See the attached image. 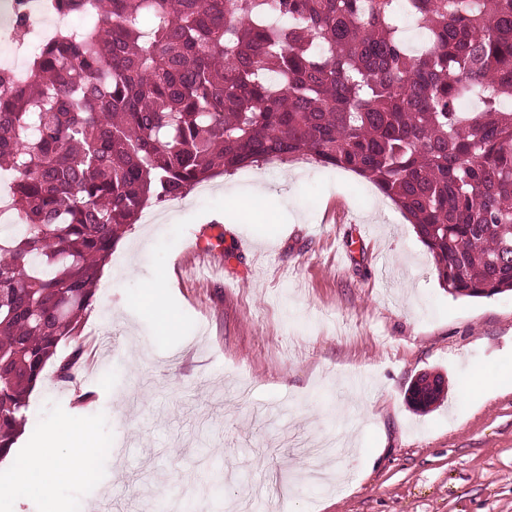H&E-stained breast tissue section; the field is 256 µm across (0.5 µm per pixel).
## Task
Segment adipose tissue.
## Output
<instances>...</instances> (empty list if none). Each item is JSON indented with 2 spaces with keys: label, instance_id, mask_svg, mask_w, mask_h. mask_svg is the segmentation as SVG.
I'll list each match as a JSON object with an SVG mask.
<instances>
[{
  "label": "adipose tissue",
  "instance_id": "obj_1",
  "mask_svg": "<svg viewBox=\"0 0 512 512\" xmlns=\"http://www.w3.org/2000/svg\"><path fill=\"white\" fill-rule=\"evenodd\" d=\"M54 439L46 448L18 454L9 449L6 459L21 462L22 478H37L47 484L58 479L80 482L89 477L87 459L94 440L91 429L74 430L65 425H55L51 431Z\"/></svg>",
  "mask_w": 512,
  "mask_h": 512
}]
</instances>
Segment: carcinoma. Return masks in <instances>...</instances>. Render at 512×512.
I'll return each mask as SVG.
<instances>
[{"instance_id": "obj_1", "label": "carcinoma", "mask_w": 512, "mask_h": 512, "mask_svg": "<svg viewBox=\"0 0 512 512\" xmlns=\"http://www.w3.org/2000/svg\"><path fill=\"white\" fill-rule=\"evenodd\" d=\"M79 14L0 70V453L125 228L226 172L307 157L372 182L454 297L512 291V0H41ZM424 30L413 52L405 21ZM61 344L71 351L58 355ZM442 377L412 383L424 410Z\"/></svg>"}]
</instances>
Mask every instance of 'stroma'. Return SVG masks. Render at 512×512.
<instances>
[{
    "label": "stroma",
    "instance_id": "1",
    "mask_svg": "<svg viewBox=\"0 0 512 512\" xmlns=\"http://www.w3.org/2000/svg\"><path fill=\"white\" fill-rule=\"evenodd\" d=\"M233 179L241 204L218 176L143 210L85 318L94 360L30 396L18 447L62 422L113 455L81 483L1 465L0 512H150L154 495L169 512H512V292L450 295L413 226L352 172L301 157ZM477 371L500 392L461 398ZM425 372L447 393L418 413L407 389ZM144 288H146L148 292L151 309L156 317L158 326L160 329H164L166 326L172 323V315L162 297L161 288H163V286L159 282L148 281L145 283Z\"/></svg>",
    "mask_w": 512,
    "mask_h": 512
}]
</instances>
